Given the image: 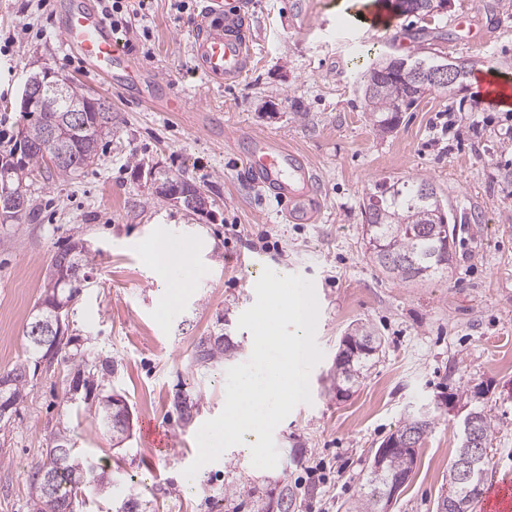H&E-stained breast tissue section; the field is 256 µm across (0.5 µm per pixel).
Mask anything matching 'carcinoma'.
I'll list each match as a JSON object with an SVG mask.
<instances>
[{"instance_id":"1","label":"carcinoma","mask_w":512,"mask_h":512,"mask_svg":"<svg viewBox=\"0 0 512 512\" xmlns=\"http://www.w3.org/2000/svg\"><path fill=\"white\" fill-rule=\"evenodd\" d=\"M406 2L408 8L405 13L424 19L436 15L434 9L441 5L442 0ZM431 91L442 92L444 88L405 81L397 66V59L394 58L369 71L364 99L373 125L381 132H389L398 125L402 109L412 106ZM44 94L51 102L52 111L42 113L33 122L19 129L13 146L7 151H0V156H17L15 165L4 173L0 171V180L6 178L18 185L26 181L34 168L46 162L48 128L52 122L64 117L63 109L73 103L86 106V111L83 112L82 124L72 127L65 148L66 159L53 162L58 174L71 177L92 163L103 136L112 133L110 106L97 98L85 96L75 85L66 86L65 98L59 102L56 101L55 87L45 88ZM425 188L431 189L433 185L424 179L384 181L375 185L374 192L369 195V198L377 199V204H364L366 239H375L382 247L380 251L369 249L371 261L389 275L391 270L388 260L413 259L419 267L393 276V279L408 285L427 281L448 270V265L440 263L434 257L444 247L443 242L421 238V230L426 227L432 207V203L424 204L420 201V193ZM91 261L92 252L78 247V243L74 242L53 256L48 275L56 274L55 267L63 264L68 268L76 265L83 271ZM84 281V274L79 282L60 276L55 282L54 296L66 305L72 300L74 292L83 286ZM48 316L45 308H39L32 313L25 329L28 356L9 372L0 375V399L11 406V414L0 417V430L11 426L13 414L27 398L29 364L33 361L37 363L45 356L47 348L37 342L33 329L37 319L45 320ZM359 339L372 343V346L336 358V371L346 383L357 381L361 370L381 347L371 331L362 330ZM234 350L235 346L228 338L206 336L195 346L193 362L197 366L218 367L224 363V359L232 356ZM113 371L114 364L108 358L92 365L84 359L81 360L74 365L73 375L83 380V384L68 389L65 402H73L79 398L85 403L89 402L95 378L109 377ZM112 401L113 395H103L88 411L99 429L110 435L111 439L124 440L128 437L131 422L113 418ZM199 401L200 397L194 393L182 392L174 397L175 410L184 423L192 422L199 410ZM470 412L476 416L481 438L489 440L493 432V420L489 410L474 407ZM437 419L438 415L433 412L415 415L405 421L397 434H409L422 440ZM412 458L410 451H402L393 457L391 466L383 473L376 475L368 472V492L352 506V512H382L381 498L389 477L409 473V462ZM27 480L32 487L47 485V492H37L32 496L30 512H76V507L80 505L79 497L84 491H112V473L93 458L80 453L72 442L70 429L65 426H59L50 433L49 448L46 449L45 456L32 466ZM485 482L486 478L483 477L466 490L452 489V502L447 505L446 512H473Z\"/></svg>"}]
</instances>
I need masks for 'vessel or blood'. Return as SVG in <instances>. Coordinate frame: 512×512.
Here are the masks:
<instances>
[{"label":"vessel or blood","mask_w":512,"mask_h":512,"mask_svg":"<svg viewBox=\"0 0 512 512\" xmlns=\"http://www.w3.org/2000/svg\"><path fill=\"white\" fill-rule=\"evenodd\" d=\"M62 37L94 77L107 83L122 80L135 84L141 102L153 109L187 111L182 97L157 98L156 80L141 75L135 57L115 40L111 27L90 0H65ZM189 44L196 72L203 80L220 86L239 81L253 57L241 0H234L230 5L224 0H207L191 27ZM242 160L258 182L270 186L289 204H299L300 197L292 185L308 178L301 157L276 139L259 136L252 138L251 148ZM484 499L487 512H512V474H504L487 487Z\"/></svg>","instance_id":"obj_1"}]
</instances>
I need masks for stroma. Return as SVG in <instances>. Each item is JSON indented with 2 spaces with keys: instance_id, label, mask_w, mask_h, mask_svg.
<instances>
[{
  "instance_id": "obj_1",
  "label": "stroma",
  "mask_w": 512,
  "mask_h": 512,
  "mask_svg": "<svg viewBox=\"0 0 512 512\" xmlns=\"http://www.w3.org/2000/svg\"><path fill=\"white\" fill-rule=\"evenodd\" d=\"M202 2L189 0L183 13L174 0L126 2L141 25L121 39L145 73L198 106L160 112L83 77L60 36L62 0H0V150L27 124L24 84L43 70L109 102L115 119L93 164L74 177L35 169L30 218L0 223V374L26 357V323L52 257L82 239L96 257L69 304L66 352L112 358L105 388L133 412L128 437L113 446L66 407L69 362L37 368L12 426L0 431V512H29L28 470L61 422L78 450L112 473L111 494L88 496L80 512H118L131 497L139 512H278L286 488L295 493L292 512H347L380 443L435 396L462 390L491 411L489 479L512 471V185L498 178L512 169V145L496 143L512 130V110L493 107L467 82L452 95L426 94L382 135L362 92L371 68L408 55L469 61L512 81V0H449L425 20L390 10L375 28L349 17L370 14L376 0H245L254 60L224 87L193 68L188 34ZM464 15L470 39L454 26ZM254 134L274 137L312 167L315 190L292 220L240 162ZM155 166L196 184L211 216L157 197L148 178ZM393 178L428 180L457 217L451 269L420 284L383 275L366 253L363 203ZM160 229L209 244L188 269L173 270L187 286L168 308L166 280L152 273L149 255ZM267 267L314 284L324 357L309 375L311 401L276 427L275 468H256L250 451L233 449L187 478L197 432L224 408L227 368L251 357L252 335L238 320ZM361 327L381 337V351L340 397L336 354ZM203 336L229 337L238 350L223 366H195ZM181 390L201 397L188 424L172 405ZM146 421L171 431L172 445L147 444ZM456 422L445 413L425 436L392 512H435L458 446Z\"/></svg>"
}]
</instances>
